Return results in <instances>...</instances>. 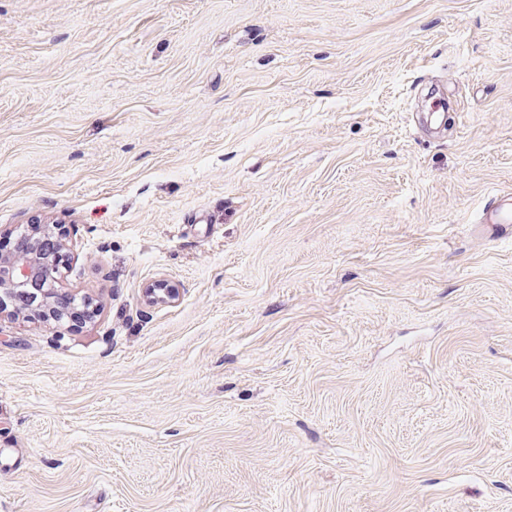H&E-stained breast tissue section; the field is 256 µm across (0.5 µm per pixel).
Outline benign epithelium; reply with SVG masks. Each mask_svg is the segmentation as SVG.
I'll return each mask as SVG.
<instances>
[{"mask_svg":"<svg viewBox=\"0 0 512 512\" xmlns=\"http://www.w3.org/2000/svg\"><path fill=\"white\" fill-rule=\"evenodd\" d=\"M57 234L55 224L33 226L34 240L24 253L0 252V313L8 303L21 302L46 320L61 321L66 314L53 307L55 289L61 278L58 257L47 251L42 241ZM151 303L168 301L173 289L163 282L150 285L145 291Z\"/></svg>","mask_w":512,"mask_h":512,"instance_id":"obj_1","label":"benign epithelium"}]
</instances>
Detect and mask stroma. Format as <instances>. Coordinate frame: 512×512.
Masks as SVG:
<instances>
[{
  "mask_svg": "<svg viewBox=\"0 0 512 512\" xmlns=\"http://www.w3.org/2000/svg\"><path fill=\"white\" fill-rule=\"evenodd\" d=\"M502 188L512 0H0V512H512ZM512 224V194H501L488 200L481 210V224L476 226L480 233L487 228L509 229ZM60 224H36L32 226L31 247L24 253L0 252V313L5 312L8 303L21 302L43 319L61 321L65 312L52 306L55 289L61 278L58 257L47 251L42 244L53 235L58 237ZM60 248L66 246L59 239Z\"/></svg>",
  "mask_w": 512,
  "mask_h": 512,
  "instance_id": "1",
  "label": "stroma"
}]
</instances>
